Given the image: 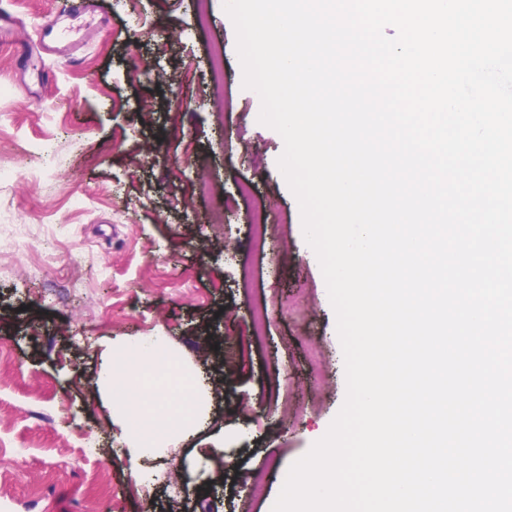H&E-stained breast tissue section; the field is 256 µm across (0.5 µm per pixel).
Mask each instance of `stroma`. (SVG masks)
Instances as JSON below:
<instances>
[{
    "label": "stroma",
    "instance_id": "stroma-1",
    "mask_svg": "<svg viewBox=\"0 0 512 512\" xmlns=\"http://www.w3.org/2000/svg\"><path fill=\"white\" fill-rule=\"evenodd\" d=\"M100 2L78 60L0 45V512H272L279 471L346 396L336 315L277 166L283 140L242 86L223 0H207L203 26L197 0ZM1 9L31 47L58 0ZM242 181L252 196L238 195ZM261 205L269 239L257 254ZM260 293L278 303L261 341ZM156 334L207 380L204 418L135 457L93 381ZM88 433L98 456L78 449Z\"/></svg>",
    "mask_w": 512,
    "mask_h": 512
}]
</instances>
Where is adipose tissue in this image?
<instances>
[{
  "mask_svg": "<svg viewBox=\"0 0 512 512\" xmlns=\"http://www.w3.org/2000/svg\"><path fill=\"white\" fill-rule=\"evenodd\" d=\"M170 363L166 349L130 348L120 354L111 368L103 370L96 381L113 404L120 406L126 428L133 437L134 453H142L150 446L158 430H184L202 412L204 393L185 396L182 406L175 408L169 403L165 388L147 381V374Z\"/></svg>",
  "mask_w": 512,
  "mask_h": 512,
  "instance_id": "adipose-tissue-1",
  "label": "adipose tissue"
}]
</instances>
